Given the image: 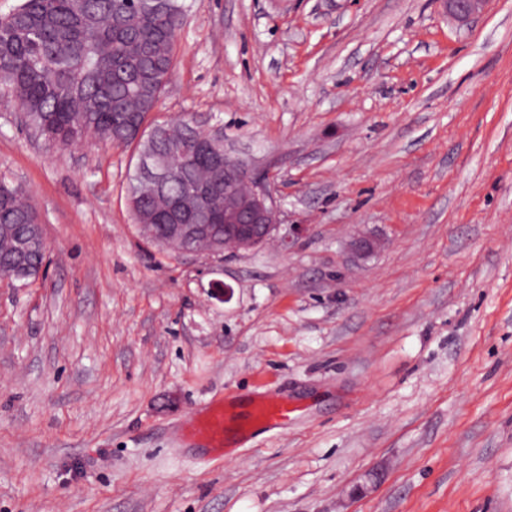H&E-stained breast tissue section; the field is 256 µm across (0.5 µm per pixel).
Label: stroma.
<instances>
[{"label": "stroma", "instance_id": "stroma-1", "mask_svg": "<svg viewBox=\"0 0 512 512\" xmlns=\"http://www.w3.org/2000/svg\"><path fill=\"white\" fill-rule=\"evenodd\" d=\"M185 4L158 119L222 129L301 231L151 244L133 148L48 149L0 95V179L50 246L0 278V512H512V0ZM259 394L288 421L190 435ZM448 13L460 23L470 22L485 9L487 0H444ZM189 416L188 420L194 421V429L197 435L203 438L209 446L222 452L232 441L228 436V418L231 417L230 405L218 401L212 403L205 412Z\"/></svg>", "mask_w": 512, "mask_h": 512}]
</instances>
